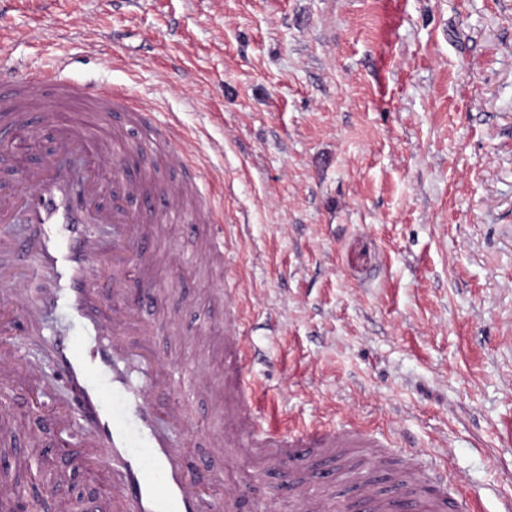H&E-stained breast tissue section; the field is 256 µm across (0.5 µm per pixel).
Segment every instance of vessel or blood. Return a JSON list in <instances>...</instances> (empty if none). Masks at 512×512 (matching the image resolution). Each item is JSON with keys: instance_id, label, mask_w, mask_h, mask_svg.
Wrapping results in <instances>:
<instances>
[{"instance_id": "1", "label": "vessel or blood", "mask_w": 512, "mask_h": 512, "mask_svg": "<svg viewBox=\"0 0 512 512\" xmlns=\"http://www.w3.org/2000/svg\"><path fill=\"white\" fill-rule=\"evenodd\" d=\"M127 99L123 91L92 83L75 87L39 71L0 80V150L42 140L48 132L39 116L47 101L65 110L48 133L49 155L22 179L0 181V224L38 231L25 239L0 238L1 248L31 257L25 277L0 289V379L23 380L52 425L73 430L70 444L54 448L62 466L89 459L108 476L110 499L90 501L87 512H236L237 486H225L219 496L205 492L211 474L188 446L194 435L188 420L167 402L178 381L159 357L156 329L144 316L157 297L151 259L163 226L177 219L208 224L205 258L212 262L224 259V227L209 221L204 176L182 170L178 123L132 109ZM116 113L138 130L137 140L108 136ZM147 151L156 163L128 174L123 156ZM107 265L138 269V292L130 295L106 282ZM32 280L45 282L40 294H30ZM61 302L88 337L47 341L55 369L68 382V401L59 408L48 403L50 386L21 355L16 339L36 332L44 312ZM233 393L225 433L242 438L246 455L265 466L287 465L286 479L299 473L298 458H336L347 448L372 449V466L385 464L379 441L364 433L255 429L253 393L239 384ZM400 469L397 497L367 494L369 512H418L423 485L414 458L403 457Z\"/></svg>"}]
</instances>
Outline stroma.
Masks as SVG:
<instances>
[{
    "instance_id": "35a3bbf8",
    "label": "stroma",
    "mask_w": 512,
    "mask_h": 512,
    "mask_svg": "<svg viewBox=\"0 0 512 512\" xmlns=\"http://www.w3.org/2000/svg\"><path fill=\"white\" fill-rule=\"evenodd\" d=\"M123 88L176 114L213 187L224 266L166 225L153 310L193 453L223 482L224 307L234 292L259 425L359 426L448 471L482 512L512 496V0H8L0 56ZM0 418L9 467L35 464L23 385ZM48 486L106 496L97 471ZM241 512H294L280 469Z\"/></svg>"
}]
</instances>
